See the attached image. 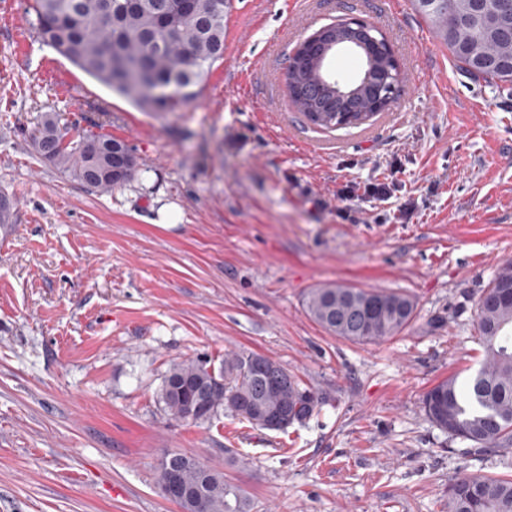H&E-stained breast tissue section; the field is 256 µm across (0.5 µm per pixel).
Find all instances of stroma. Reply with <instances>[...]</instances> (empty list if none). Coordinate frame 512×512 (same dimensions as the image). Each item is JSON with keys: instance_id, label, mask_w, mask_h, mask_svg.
I'll list each match as a JSON object with an SVG mask.
<instances>
[{"instance_id": "obj_1", "label": "stroma", "mask_w": 512, "mask_h": 512, "mask_svg": "<svg viewBox=\"0 0 512 512\" xmlns=\"http://www.w3.org/2000/svg\"><path fill=\"white\" fill-rule=\"evenodd\" d=\"M31 3L0 0V512H182L157 485L170 450L223 470L251 512H448L455 477L512 476V446L474 451L421 407L478 369L477 302L512 261V82L460 70L414 0H232L197 97L145 112L44 44ZM349 17L379 24L403 82L388 112L319 130L280 74ZM48 113L71 139L124 141L135 175L103 194L43 161L29 132ZM384 178L389 200L336 198ZM321 285L405 293L416 316L345 340L305 311ZM232 351L319 405L282 431L172 420L169 369Z\"/></svg>"}]
</instances>
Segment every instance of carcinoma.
<instances>
[{"label":"carcinoma","instance_id":"cac0c4a2","mask_svg":"<svg viewBox=\"0 0 512 512\" xmlns=\"http://www.w3.org/2000/svg\"><path fill=\"white\" fill-rule=\"evenodd\" d=\"M33 0L38 37L86 74L149 111H174L187 105L213 64L224 58V22L230 8L214 0ZM438 27L454 60L465 72L487 80L512 81V29L499 35L493 24L512 19V0H433L423 10ZM373 87L339 94L324 84H309L296 97L299 112L315 127V111L340 115L360 111ZM55 116L46 114L31 131L36 153L63 174L101 192L109 179L90 180L92 170L112 165V138L88 135L67 139ZM309 317L327 332L355 342H380L405 329L415 315L409 296L388 290L326 285L305 297ZM478 329L485 355L475 375L461 384L444 379L423 396L428 420L453 438L469 441L479 452L512 445V262L498 267L477 304ZM304 388L271 359L244 352L224 354L214 368L190 359L170 368L158 399L181 422H208L227 412L263 429L266 416L297 401ZM203 409L190 416L191 405ZM181 482L202 488L196 504L183 512H251L241 487L198 458L181 454ZM448 512H512V478L461 475L448 483Z\"/></svg>","mask_w":512,"mask_h":512}]
</instances>
